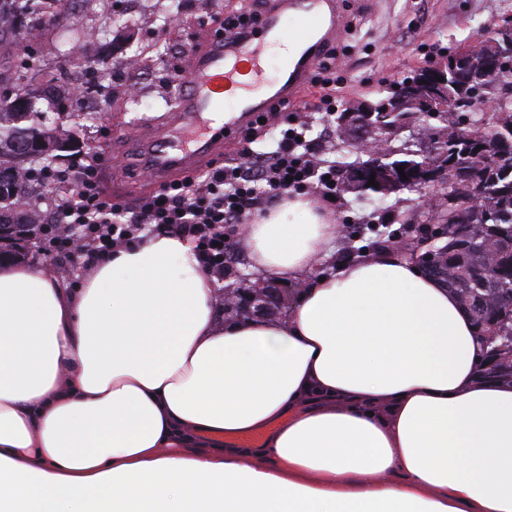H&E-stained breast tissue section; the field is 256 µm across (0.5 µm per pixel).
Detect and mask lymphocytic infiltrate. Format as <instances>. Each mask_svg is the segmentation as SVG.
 I'll list each match as a JSON object with an SVG mask.
<instances>
[{
  "label": "lymphocytic infiltrate",
  "mask_w": 512,
  "mask_h": 512,
  "mask_svg": "<svg viewBox=\"0 0 512 512\" xmlns=\"http://www.w3.org/2000/svg\"><path fill=\"white\" fill-rule=\"evenodd\" d=\"M239 163H213L202 181L174 180L130 210L99 187V166L78 171L58 204V222L46 227L40 249L53 261L72 262L83 274L103 256L144 236L171 235L194 241L203 266L223 277L222 257L237 225L249 223L269 199L313 187L320 199L335 195L336 169H317L309 141L282 130L275 150L245 148Z\"/></svg>",
  "instance_id": "f902f5d3"
}]
</instances>
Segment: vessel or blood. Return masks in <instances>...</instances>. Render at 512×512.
Instances as JSON below:
<instances>
[{
	"label": "vessel or blood",
	"mask_w": 512,
	"mask_h": 512,
	"mask_svg": "<svg viewBox=\"0 0 512 512\" xmlns=\"http://www.w3.org/2000/svg\"><path fill=\"white\" fill-rule=\"evenodd\" d=\"M292 16L305 21V30L275 76H268L265 52L287 38L286 22ZM342 32L338 0H270L240 35L210 30L173 80L170 120L154 125L148 136L129 137L153 183L195 171L222 154L225 141L272 104L297 103L310 87L319 58Z\"/></svg>",
	"instance_id": "obj_1"
}]
</instances>
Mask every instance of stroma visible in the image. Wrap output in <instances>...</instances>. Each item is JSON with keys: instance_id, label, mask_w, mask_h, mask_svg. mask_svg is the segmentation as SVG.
I'll return each mask as SVG.
<instances>
[{"instance_id": "stroma-1", "label": "stroma", "mask_w": 512, "mask_h": 512, "mask_svg": "<svg viewBox=\"0 0 512 512\" xmlns=\"http://www.w3.org/2000/svg\"><path fill=\"white\" fill-rule=\"evenodd\" d=\"M168 3L147 0L141 15L130 19L96 0H60L58 23L46 27L32 46L43 81L65 86L76 83L86 69L85 59L74 49L85 29L98 31L100 59L115 64L137 57L148 42L169 41V48L139 78L137 93L127 91L124 73H114L112 93L102 110L88 115L71 105L72 116L64 123L67 133L89 148L81 164L98 159L103 191L130 209L154 187L136 177L138 156L129 144L114 138V128L136 119L165 122L174 67L186 59L190 45L201 43L208 22L227 17L243 5L242 0H183V9L173 15L166 10ZM342 11L343 34L331 46L336 72L346 80L336 91L340 104L376 99L392 83L476 43L494 18L512 15V0H342ZM295 121L311 123L310 137L319 156L335 160V116L303 109ZM431 194L428 188L385 197L340 192L326 208L339 225L384 224L396 236L414 242L425 227L421 214Z\"/></svg>"}]
</instances>
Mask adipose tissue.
Instances as JSON below:
<instances>
[{"label":"adipose tissue","mask_w":512,"mask_h":512,"mask_svg":"<svg viewBox=\"0 0 512 512\" xmlns=\"http://www.w3.org/2000/svg\"><path fill=\"white\" fill-rule=\"evenodd\" d=\"M337 230L302 193L245 226L297 284L281 322L222 319L180 237L73 287L0 263V512H512V384L472 318L388 249L313 275Z\"/></svg>","instance_id":"1"}]
</instances>
